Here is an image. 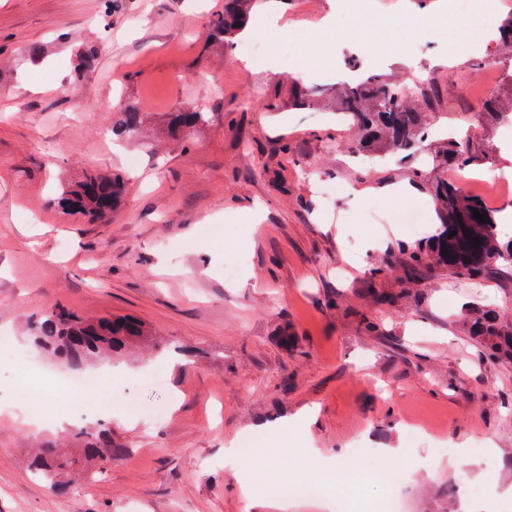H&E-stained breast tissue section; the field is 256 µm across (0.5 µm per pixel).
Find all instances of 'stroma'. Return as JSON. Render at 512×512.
I'll use <instances>...</instances> for the list:
<instances>
[{
	"label": "stroma",
	"instance_id": "obj_1",
	"mask_svg": "<svg viewBox=\"0 0 512 512\" xmlns=\"http://www.w3.org/2000/svg\"><path fill=\"white\" fill-rule=\"evenodd\" d=\"M435 5L252 0L248 25L274 14L280 33L227 45L208 26L224 0H0V330L27 346L32 324L65 307L88 321L137 318L161 345L98 367L102 415L86 424L104 422L128 455L64 492L28 462L32 449L65 446L75 406L54 404L52 370L0 354V512H336L340 497L349 512H382L384 448L408 512H512V361L489 360L470 333L479 309L512 323V267L475 282L444 259L409 270L400 252L448 222L435 190L462 115L486 166L502 167L512 142V59L493 41L449 58L447 27L426 14ZM34 43L36 63L24 52ZM90 47L99 59L85 74ZM308 51L329 57V73L297 72ZM410 57L423 72L424 142L360 151L337 89L410 83ZM487 65L490 97L475 82ZM193 107L209 123L173 137L172 113ZM129 108L144 114L141 135L118 131ZM88 171L124 183L100 222L58 203ZM398 184L416 196L389 198ZM412 206L424 231L395 219ZM371 285L390 304H375ZM160 404L165 420L144 421ZM307 410L289 480L339 465L351 482L287 499L235 457L256 438L271 446ZM461 443L465 460L451 462Z\"/></svg>",
	"mask_w": 512,
	"mask_h": 512
}]
</instances>
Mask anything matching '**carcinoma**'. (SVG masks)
Listing matches in <instances>:
<instances>
[{
  "instance_id": "cac0c4a2",
  "label": "carcinoma",
  "mask_w": 512,
  "mask_h": 512,
  "mask_svg": "<svg viewBox=\"0 0 512 512\" xmlns=\"http://www.w3.org/2000/svg\"><path fill=\"white\" fill-rule=\"evenodd\" d=\"M248 0H227L224 12L213 18L210 27L221 39L230 40L245 25ZM414 92L400 84L378 80L370 86L357 85L338 97L339 110L357 122L365 132L366 146L382 141L399 149H411L421 139L423 115L411 107ZM142 113L129 110L122 114L121 129L137 134L142 126ZM206 122V113L187 109L172 113L171 130L177 137L187 139L191 132ZM448 160L458 167H476L482 164L481 155L456 140H448ZM121 196V185L116 180L88 174L75 189L66 192L60 202L69 209L92 218L103 216L113 208ZM439 199L445 204L451 223L444 235L432 241L418 242L407 248V265L414 269L424 262L428 253H436L469 277L482 275L486 268L497 262L512 265V245L503 247L497 240L492 220L482 223L473 210L487 213L484 202L461 193L451 184L442 185ZM461 233V242L481 240L482 258L468 261L465 254L448 255L452 248L449 233ZM473 235H467V232ZM471 333L488 352L489 357L512 359V327L490 313H477L473 317ZM152 335L144 325L125 317H103L95 322L84 321L64 308H58L32 326L28 340L32 347L48 358L73 368L81 369L98 359H111L125 351L133 342L144 341ZM69 448H43L32 457L33 475L55 489L65 488L64 476L87 472L95 468L100 472L112 469L122 460L126 448L112 445L104 430L90 432L76 427L71 432Z\"/></svg>"
}]
</instances>
